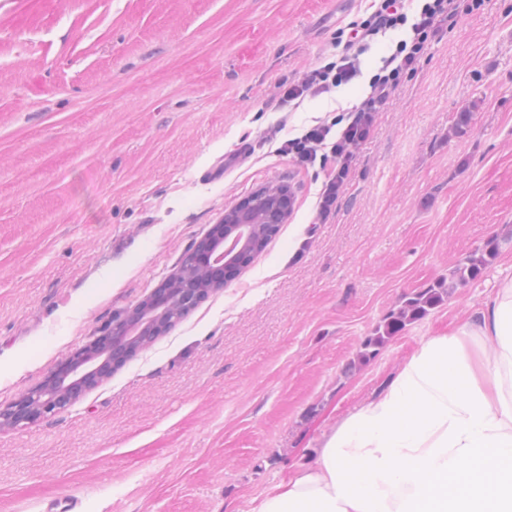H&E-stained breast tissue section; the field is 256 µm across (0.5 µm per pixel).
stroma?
I'll return each mask as SVG.
<instances>
[{"mask_svg": "<svg viewBox=\"0 0 512 512\" xmlns=\"http://www.w3.org/2000/svg\"><path fill=\"white\" fill-rule=\"evenodd\" d=\"M369 6L0 0V404L173 274L225 211L263 186L294 191L238 278L66 412L0 430V512L52 497L75 512H252L423 339L512 278V0H484L431 44L329 219L327 169L280 153L364 98L389 40L363 78L271 108ZM493 237L480 278L358 361L402 295Z\"/></svg>", "mask_w": 512, "mask_h": 512, "instance_id": "stroma-1", "label": "stroma"}]
</instances>
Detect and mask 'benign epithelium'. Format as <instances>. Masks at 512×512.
Instances as JSON below:
<instances>
[{
	"label": "benign epithelium",
	"instance_id": "obj_1",
	"mask_svg": "<svg viewBox=\"0 0 512 512\" xmlns=\"http://www.w3.org/2000/svg\"><path fill=\"white\" fill-rule=\"evenodd\" d=\"M145 300L156 313L139 318L134 305L61 357L37 385L0 404V428L34 424L68 410L141 352L144 332L156 339L166 335L171 325L161 315L171 306L168 290L160 284Z\"/></svg>",
	"mask_w": 512,
	"mask_h": 512
}]
</instances>
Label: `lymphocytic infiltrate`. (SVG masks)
<instances>
[{
	"instance_id": "f902f5d3",
	"label": "lymphocytic infiltrate",
	"mask_w": 512,
	"mask_h": 512,
	"mask_svg": "<svg viewBox=\"0 0 512 512\" xmlns=\"http://www.w3.org/2000/svg\"><path fill=\"white\" fill-rule=\"evenodd\" d=\"M372 10L362 20L337 29L336 52L330 61L308 69L297 82L285 86L277 106L284 109L306 98L335 91L361 77V57L378 39L394 41L377 72L368 81L366 96L337 116L334 124L316 123L300 136L285 140L280 151L303 166L332 165L319 195L317 212L327 218L339 198L355 148L366 141L375 115L383 111L403 80L415 73L441 26L461 11L460 0H370Z\"/></svg>"
}]
</instances>
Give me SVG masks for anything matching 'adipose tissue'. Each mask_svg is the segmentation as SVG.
<instances>
[{"label": "adipose tissue", "mask_w": 512, "mask_h": 512, "mask_svg": "<svg viewBox=\"0 0 512 512\" xmlns=\"http://www.w3.org/2000/svg\"><path fill=\"white\" fill-rule=\"evenodd\" d=\"M256 512H512V279L423 340Z\"/></svg>", "instance_id": "adipose-tissue-1"}]
</instances>
